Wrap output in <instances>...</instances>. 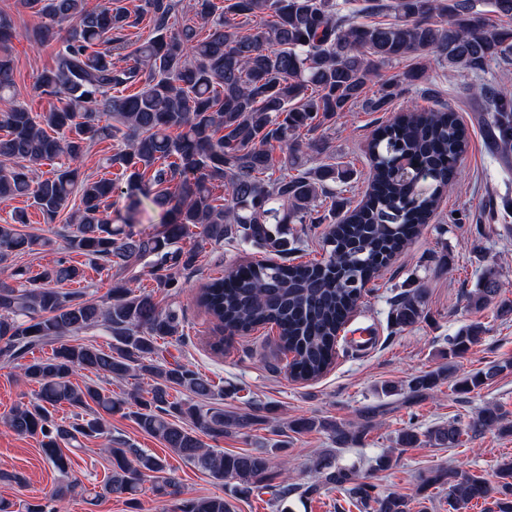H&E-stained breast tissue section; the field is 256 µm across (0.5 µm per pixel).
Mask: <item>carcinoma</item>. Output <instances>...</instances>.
Wrapping results in <instances>:
<instances>
[{
    "mask_svg": "<svg viewBox=\"0 0 512 512\" xmlns=\"http://www.w3.org/2000/svg\"><path fill=\"white\" fill-rule=\"evenodd\" d=\"M34 23L36 44H56L54 66L37 77L42 94L65 105L33 113L12 103L0 110V202L32 200L47 224L61 212L73 230L61 249L85 257L114 280L98 302L81 290L63 293L60 283H78L84 270L64 259L34 272L12 266L19 253H35L51 239L23 233L16 223L0 224V363L21 371L38 387L35 401L1 420L19 434L41 437L45 459L60 474L50 497L28 503L25 512H61V503L86 489L69 479L71 460L61 445L104 438L112 465L103 494L136 509L147 480L159 496L179 498L174 512H232L222 496H183L166 475L165 461L110 435L104 415L119 413L187 463L242 493L264 487L280 445L230 453L207 448L214 440L242 434L267 422L264 416L226 411L214 405L224 387L190 365L166 361L159 341L185 337L182 317L162 308L154 291L133 289L125 273L140 268L163 293L178 291L180 274L195 265L204 244L226 240L256 244L281 256L288 240L274 224H326L325 255L301 263L250 262L203 283L194 302L230 336L259 327L277 328L280 346L293 353L289 374L296 381L322 376L337 355L338 336L390 258L436 215L448 186L461 175L469 136L447 109H413L379 126L367 143L370 172L364 198L356 205L336 192L351 172L332 163L307 167L300 161L301 134H313L361 105L387 111L401 92L418 93L423 71H403L395 82H379L381 69L414 56L430 55L443 68L478 79L470 89L492 104L487 113L492 143L500 156L512 155V99L479 82L493 63L512 61V28L492 35L475 0H194L193 18L176 23L179 0H144L135 13L112 0L91 8L86 0H22ZM386 12L395 21L367 25L359 18ZM148 20L151 32L133 38L130 29ZM15 37L9 14L0 11V45ZM371 83L377 96L362 98ZM138 85L133 94L119 91ZM13 60L0 54V95L11 92ZM109 116L112 123H102ZM122 137L127 146L108 157L126 179L128 210L148 199L163 210L154 232L135 234L104 217L112 208L115 180L94 177L75 165L89 144ZM282 154L275 165L272 151ZM66 158L41 179L33 169ZM79 205L70 207L72 198ZM499 274L483 272L468 305L481 310L499 295ZM423 292L412 288L394 301L397 329L413 327L423 313ZM96 330L111 336L109 350L71 338ZM479 323L461 328L448 342V362L413 376L412 397L422 399L446 379L461 395L481 389L512 370L506 359L462 376L456 359L483 339ZM52 346L47 357L34 352ZM87 371L98 378L147 377L149 388L114 398L96 383L73 384ZM187 398L172 396L171 390ZM66 404L72 420H55L51 409ZM374 411L362 412L351 427L332 419L299 417L284 422L296 433L324 430L338 444L358 442L372 427ZM505 415L485 406L465 425L455 421L426 432L410 425L396 442L403 448L426 442L456 448L461 437L508 431ZM322 484L360 504L366 512H411L409 500L381 494L355 468L328 459L315 464ZM497 486L458 466L418 474L419 488L448 492L449 512L497 490L496 512H512V459L496 470Z\"/></svg>",
    "mask_w": 512,
    "mask_h": 512,
    "instance_id": "carcinoma-1",
    "label": "carcinoma"
}]
</instances>
